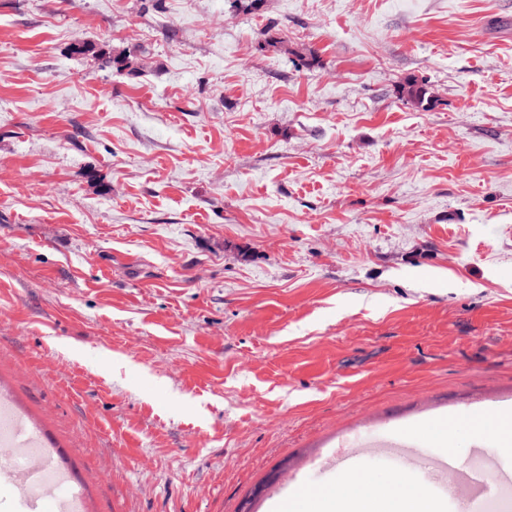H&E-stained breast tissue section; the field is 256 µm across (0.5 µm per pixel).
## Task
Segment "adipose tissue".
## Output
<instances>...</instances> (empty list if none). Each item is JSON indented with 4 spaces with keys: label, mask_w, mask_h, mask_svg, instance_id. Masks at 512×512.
Masks as SVG:
<instances>
[{
    "label": "adipose tissue",
    "mask_w": 512,
    "mask_h": 512,
    "mask_svg": "<svg viewBox=\"0 0 512 512\" xmlns=\"http://www.w3.org/2000/svg\"><path fill=\"white\" fill-rule=\"evenodd\" d=\"M454 429L470 443L490 437L499 447L512 446V414L508 412L492 420L480 413L466 414L449 423L419 426L415 434L444 448ZM279 512H445V508L441 501L428 497L413 482L387 486L378 473L360 467L343 473L339 484L323 487L313 484L290 494Z\"/></svg>",
    "instance_id": "1"
}]
</instances>
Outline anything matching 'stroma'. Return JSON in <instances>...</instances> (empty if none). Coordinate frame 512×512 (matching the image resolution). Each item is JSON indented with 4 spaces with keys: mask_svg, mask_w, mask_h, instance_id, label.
<instances>
[{
    "mask_svg": "<svg viewBox=\"0 0 512 512\" xmlns=\"http://www.w3.org/2000/svg\"><path fill=\"white\" fill-rule=\"evenodd\" d=\"M1 405L81 512L512 406V0H0Z\"/></svg>",
    "mask_w": 512,
    "mask_h": 512,
    "instance_id": "stroma-1",
    "label": "stroma"
}]
</instances>
